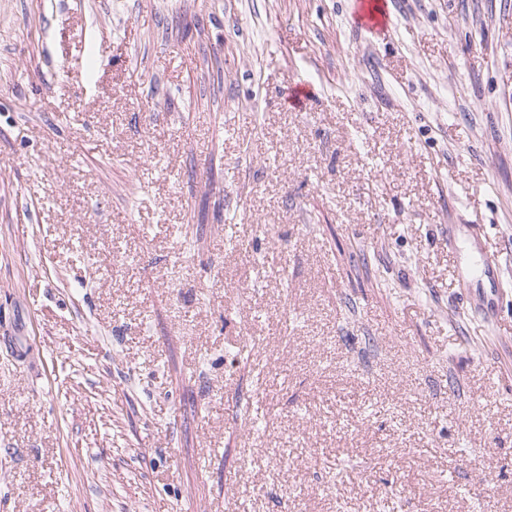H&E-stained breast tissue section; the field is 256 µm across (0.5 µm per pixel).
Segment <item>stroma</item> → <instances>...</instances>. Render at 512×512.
Here are the masks:
<instances>
[{
	"label": "stroma",
	"mask_w": 512,
	"mask_h": 512,
	"mask_svg": "<svg viewBox=\"0 0 512 512\" xmlns=\"http://www.w3.org/2000/svg\"><path fill=\"white\" fill-rule=\"evenodd\" d=\"M383 2L0 0V512H512V0Z\"/></svg>",
	"instance_id": "35a3bbf8"
}]
</instances>
